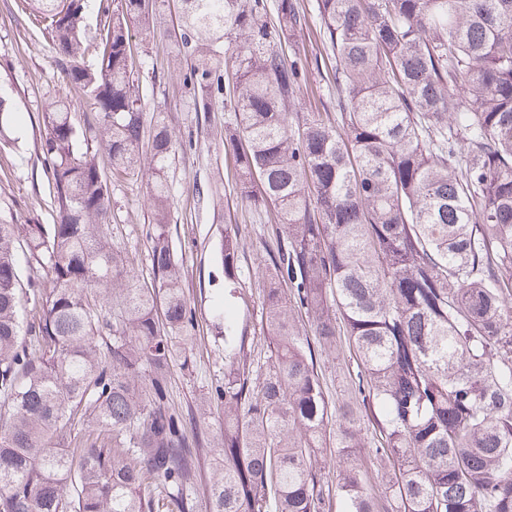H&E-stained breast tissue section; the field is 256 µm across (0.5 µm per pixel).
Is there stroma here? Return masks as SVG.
Wrapping results in <instances>:
<instances>
[{"label": "stroma", "mask_w": 512, "mask_h": 512, "mask_svg": "<svg viewBox=\"0 0 512 512\" xmlns=\"http://www.w3.org/2000/svg\"><path fill=\"white\" fill-rule=\"evenodd\" d=\"M133 43L143 71L139 93L146 103L145 129H152L159 116L176 135L192 140L191 146L178 151L168 170L173 244L185 294L196 310L188 331L192 348L177 355L171 367L169 400L188 415L204 394L224 381V342L211 314L213 305L224 300V231L237 226L243 242L233 309L239 335L260 362L267 361L272 349L263 290L275 237L265 213L245 206L236 194L234 160L224 151L223 106L206 114L195 111L191 90L172 71L173 46L166 37L138 35ZM0 95L13 119L9 141L0 146V220L53 223L39 153L41 115L50 103L69 97L70 89L57 70L51 39L42 23L23 9L22 0H0ZM100 165L112 199L108 234L114 247L130 258L139 280L151 281L145 184L137 175L113 176L108 157H101ZM314 366L329 404L353 400L357 366L347 345L332 355L315 352Z\"/></svg>", "instance_id": "1"}]
</instances>
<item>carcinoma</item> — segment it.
Listing matches in <instances>:
<instances>
[{
  "instance_id": "cac0c4a2",
  "label": "carcinoma",
  "mask_w": 512,
  "mask_h": 512,
  "mask_svg": "<svg viewBox=\"0 0 512 512\" xmlns=\"http://www.w3.org/2000/svg\"><path fill=\"white\" fill-rule=\"evenodd\" d=\"M24 2L78 95L42 116L54 223L0 222V512H154L156 488L195 512L205 445L207 512H324L326 468L341 512H512V0H314L312 57L298 0H177L194 111L233 113L239 196L275 223L264 372L213 310L224 384L197 416L223 407L215 442L168 399L169 333L195 318L166 180L183 142L161 119L144 141L131 52L170 0H100L91 65L87 0ZM324 69L331 112L303 104ZM100 150L146 181L148 285L109 242ZM240 248L225 231L228 280ZM341 335L357 398L333 415L310 339ZM370 447L392 466L380 495L352 457ZM198 467H199V486H198V508L196 512H207L206 511V497H207V488L210 484V481L213 479L215 475V456L210 451L209 448H203L200 451L199 459H198Z\"/></svg>"
}]
</instances>
